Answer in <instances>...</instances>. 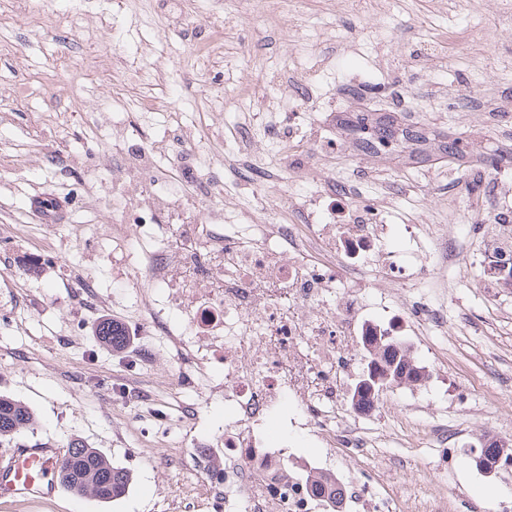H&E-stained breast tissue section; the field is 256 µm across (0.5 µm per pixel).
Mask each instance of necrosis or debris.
Masks as SVG:
<instances>
[{
	"instance_id": "obj_1",
	"label": "necrosis or debris",
	"mask_w": 512,
	"mask_h": 512,
	"mask_svg": "<svg viewBox=\"0 0 512 512\" xmlns=\"http://www.w3.org/2000/svg\"><path fill=\"white\" fill-rule=\"evenodd\" d=\"M188 0H162V26L182 30V66L202 73L224 41L234 14L211 10L189 15ZM318 59L289 53L286 80L270 78L278 100L288 102L290 118L307 109L303 89L316 83ZM335 141L291 136L281 140L282 173L298 172L305 155H327ZM178 168L165 140L142 142L127 171L112 177V202L148 215L167 217L165 240L143 249L140 275L165 286L166 309L143 303L146 327L166 337L195 364L198 385L220 397L233 413L231 423L210 434L224 450V472L212 474L205 449L191 465L205 474L208 498L224 502L225 512H321V501L306 495L299 461L287 448L270 447L266 428L282 405L294 410L292 427L333 450L343 505L348 512H397L395 498L374 480L348 468L346 460L367 447L339 407L347 381L349 353L359 334L358 301L367 286L354 277L364 255L381 256L399 278L420 284L427 257L414 267L398 265L387 250L384 218L354 224L337 235L334 214L302 211L294 223L255 221L246 231L225 223L223 208L208 209L196 223L183 221L178 190L157 191L161 162ZM223 364L224 378L211 373Z\"/></svg>"
}]
</instances>
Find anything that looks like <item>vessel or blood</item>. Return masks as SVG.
I'll use <instances>...</instances> for the list:
<instances>
[{
    "label": "vessel or blood",
    "mask_w": 512,
    "mask_h": 512,
    "mask_svg": "<svg viewBox=\"0 0 512 512\" xmlns=\"http://www.w3.org/2000/svg\"><path fill=\"white\" fill-rule=\"evenodd\" d=\"M67 457V448L46 442L23 443L0 455V503L44 505L53 500Z\"/></svg>",
    "instance_id": "obj_1"
}]
</instances>
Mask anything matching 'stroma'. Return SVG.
Masks as SVG:
<instances>
[{
	"mask_svg": "<svg viewBox=\"0 0 512 512\" xmlns=\"http://www.w3.org/2000/svg\"><path fill=\"white\" fill-rule=\"evenodd\" d=\"M292 4L305 28L289 30L287 12L256 10L225 28L224 51L205 79H193L173 59L165 85L148 77L125 88V98L149 97L160 105L149 114L131 113L130 120L139 138L162 137L170 128L162 105L174 99L195 133L216 139L222 129L241 123L249 128V138L223 140L225 158L250 162L251 170L181 165L184 197L197 202L189 219L200 218L208 207L210 181L224 184L229 224L248 214L279 220L280 212L261 203L284 191L323 208L335 183L343 181L353 189L345 202L351 212L387 201L384 216L403 254L434 253L443 234L460 245L447 289L423 288L443 303L447 335L431 336L411 324L402 331L426 381L389 388L376 411L359 413L347 403L342 410L373 440L360 456L361 470L381 477L382 491L397 496L402 512L435 502L442 512H499L501 503L512 501V466L488 473L469 452L484 438L512 437V288L495 286L488 273L493 254L512 252V223L485 221L498 202L512 203V107L482 120L467 99L501 103L512 97V25L491 45L472 51L469 25L479 14L495 17L497 0H391L359 17L346 15L340 0ZM95 9L103 14L102 45L75 53L64 42L46 39L26 50L14 0H0V59L6 61L0 72L11 79L0 99V393L35 414L21 442L65 445L76 437L130 470L133 484L123 497L106 505L87 497L82 512H175L204 482L202 473L181 463V453L223 425L224 402L175 383L180 354L141 320L142 300L158 303L163 294L152 282L133 277L137 246L123 253L115 249L112 236L131 226L133 213L101 209L112 191L113 169L126 164L112 153L111 131L91 134L81 100L50 92L32 98L26 92L30 80L53 84L76 61L87 94H111L102 74L106 45L119 48L128 66H149L143 44L159 23L156 0H135L123 9L99 0ZM324 20L335 21L347 41L330 45L320 26ZM244 38L259 43V50L242 52ZM441 38L447 41L445 57L430 59L429 42ZM299 43L330 59V75L308 109L302 133L310 140H337L339 148L331 157L306 159L302 173L273 183L262 172L278 161L276 134L288 132L283 107L261 103L253 92L227 107L217 127L206 114V99L213 87L234 90L238 78L280 70L288 48ZM367 75L378 86L370 95L364 92ZM361 112L390 117L419 138L392 151L362 153L356 128ZM448 137L465 142L466 153H440L436 145ZM489 153L508 172L505 181L481 180L478 171ZM72 154L78 164L69 162ZM38 198L55 204L48 219L33 212ZM409 224L426 227V234L410 240ZM80 279L89 292L76 288ZM105 319L135 330V349L101 345L96 327ZM414 410L427 434L418 443L396 438L394 428ZM447 425L465 430L451 447L433 435Z\"/></svg>",
	"mask_w": 512,
	"mask_h": 512,
	"instance_id": "stroma-1",
	"label": "stroma"
}]
</instances>
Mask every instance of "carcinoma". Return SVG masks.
I'll return each mask as SVG.
<instances>
[{"mask_svg": "<svg viewBox=\"0 0 512 512\" xmlns=\"http://www.w3.org/2000/svg\"><path fill=\"white\" fill-rule=\"evenodd\" d=\"M357 127L363 136L359 147L364 153H375L383 145L398 142L397 131L388 120L375 123L361 117ZM98 341L113 350L123 348L125 328L111 319L101 321L96 329ZM362 350L366 358L367 380L355 384L352 398L360 408H369L380 395V385L375 379H388V384H417L426 378L417 364L410 345L399 336H363ZM34 423L30 409L21 402L0 395V440L9 441ZM69 457L63 468L61 486L69 489L83 487L102 503L111 502L124 496L133 482V476L126 468L115 464L96 448H88L78 439L68 442ZM338 480L329 471L315 473L308 483L312 496L336 506L341 502L337 496Z\"/></svg>", "mask_w": 512, "mask_h": 512, "instance_id": "obj_1", "label": "carcinoma"}]
</instances>
